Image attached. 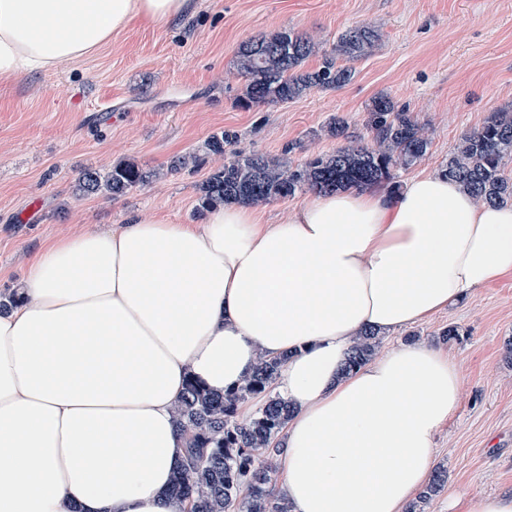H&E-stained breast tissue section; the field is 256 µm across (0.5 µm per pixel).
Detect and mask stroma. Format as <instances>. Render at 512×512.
Returning a JSON list of instances; mask_svg holds the SVG:
<instances>
[{"label": "stroma", "mask_w": 512, "mask_h": 512, "mask_svg": "<svg viewBox=\"0 0 512 512\" xmlns=\"http://www.w3.org/2000/svg\"><path fill=\"white\" fill-rule=\"evenodd\" d=\"M362 24L382 40L353 62L348 84L238 105L242 43L287 29L328 50ZM381 95L408 106L431 140L424 159L395 170L396 182L440 171L489 112L512 110V0H196L171 22L132 23L90 58L0 83V293L20 286L48 239L133 217L200 220L198 185L225 161L203 151L213 134L236 132L234 150L298 165L335 149L326 126L336 116L370 142L367 107ZM189 153L200 154L198 165L171 170ZM120 161L159 176L118 199L77 195L82 170ZM451 325L458 334L443 341ZM423 341L445 346L463 376L460 407L436 438L433 464L448 481L422 506L448 512L450 495L512 488V277L382 337L380 348Z\"/></svg>", "instance_id": "obj_1"}]
</instances>
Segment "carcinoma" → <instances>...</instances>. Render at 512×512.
<instances>
[{"instance_id":"carcinoma-1","label":"carcinoma","mask_w":512,"mask_h":512,"mask_svg":"<svg viewBox=\"0 0 512 512\" xmlns=\"http://www.w3.org/2000/svg\"><path fill=\"white\" fill-rule=\"evenodd\" d=\"M380 39L368 25L345 30L321 64L304 69L317 54L315 44L292 31H276L243 43L236 66L246 78L239 105L285 103L303 94L349 83L354 72L348 63L369 56ZM367 127L373 145H344L291 168L278 156L232 153V158L202 182L198 210L216 205L248 206L288 199L304 191L330 192L341 188L385 186L391 170L409 168L428 152L424 127L407 108L387 96H378L368 108ZM235 136L220 132L204 144L208 153L222 154ZM512 156V115L494 111L482 125L465 134L442 163V173L459 182L484 204H512V178L505 159ZM158 176L135 162L123 161L106 172L86 169L78 178L85 195L117 199L145 186ZM380 345L373 333L363 334L353 347L347 369L370 361ZM281 362H261L239 390L217 393L194 379L187 381L175 411L179 431L188 435L185 468L174 475L170 493L194 501V512H289L288 500L272 492L269 468L257 464L258 452L271 453L276 437L292 413L288 402L273 394ZM263 394L265 401L254 417L237 420L239 403ZM447 472L438 469L420 499L439 493ZM247 496L239 498L241 489Z\"/></svg>"}]
</instances>
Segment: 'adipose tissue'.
Instances as JSON below:
<instances>
[{
  "label": "adipose tissue",
  "instance_id": "adipose-tissue-1",
  "mask_svg": "<svg viewBox=\"0 0 512 512\" xmlns=\"http://www.w3.org/2000/svg\"><path fill=\"white\" fill-rule=\"evenodd\" d=\"M195 0H0V82L88 58L132 22ZM512 275V206L438 172L313 196L268 223L221 205L195 224L131 218L56 239L0 315V512H191L174 408L187 378L242 385L282 367L278 443L290 512H405L431 474L462 373L426 344L352 371L384 336Z\"/></svg>",
  "mask_w": 512,
  "mask_h": 512
}]
</instances>
